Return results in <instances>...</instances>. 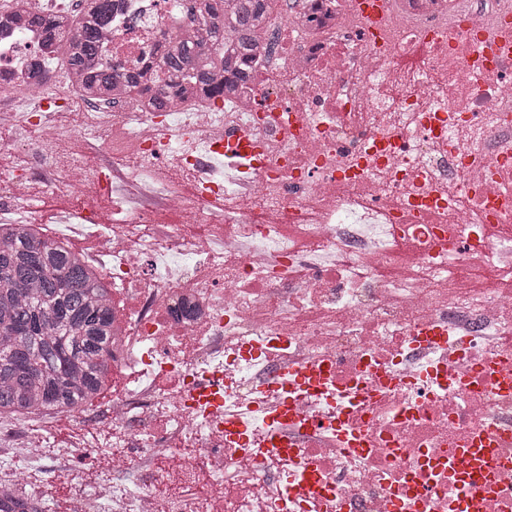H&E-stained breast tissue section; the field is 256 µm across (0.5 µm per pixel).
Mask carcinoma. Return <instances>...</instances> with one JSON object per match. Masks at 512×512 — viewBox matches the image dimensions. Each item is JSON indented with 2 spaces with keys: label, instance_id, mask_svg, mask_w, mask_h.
<instances>
[{
  "label": "carcinoma",
  "instance_id": "1",
  "mask_svg": "<svg viewBox=\"0 0 512 512\" xmlns=\"http://www.w3.org/2000/svg\"><path fill=\"white\" fill-rule=\"evenodd\" d=\"M198 29L163 57V78L120 64L92 66L114 0H81L80 14L17 16L65 54L87 101L149 97L165 112L187 94L224 100L249 76L256 29L272 19V0H196ZM109 288L83 254L36 238L26 224H0V416L69 413L103 394L111 373Z\"/></svg>",
  "mask_w": 512,
  "mask_h": 512
}]
</instances>
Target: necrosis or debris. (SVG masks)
Returning a JSON list of instances; mask_svg holds the SVG:
<instances>
[{
	"instance_id": "obj_1",
	"label": "necrosis or debris",
	"mask_w": 512,
	"mask_h": 512,
	"mask_svg": "<svg viewBox=\"0 0 512 512\" xmlns=\"http://www.w3.org/2000/svg\"><path fill=\"white\" fill-rule=\"evenodd\" d=\"M368 2L283 0L220 111L84 101L0 32V213L74 194L46 236L112 287L109 477L69 512H512V0ZM194 12L125 0L99 64Z\"/></svg>"
}]
</instances>
